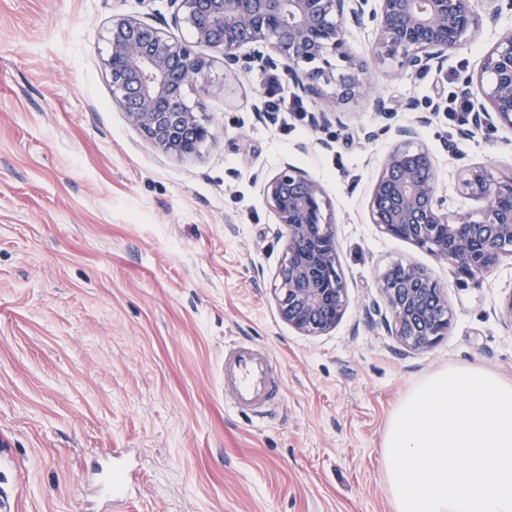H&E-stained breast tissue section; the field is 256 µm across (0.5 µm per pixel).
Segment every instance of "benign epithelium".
<instances>
[{"label":"benign epithelium","mask_w":512,"mask_h":512,"mask_svg":"<svg viewBox=\"0 0 512 512\" xmlns=\"http://www.w3.org/2000/svg\"><path fill=\"white\" fill-rule=\"evenodd\" d=\"M170 0L174 20L193 29L197 42L221 52L224 68L248 71L282 67L308 98L321 96V81L333 52L348 63L340 96L364 86L367 64L351 55V30L371 24L375 51L399 59L411 74L442 66L484 21H494L512 0ZM105 65L117 101L131 125L163 151L184 156L209 136L185 89L201 65L184 44L153 24L123 17L112 23ZM250 51L242 54L240 49ZM461 93L472 100L468 124L474 129H512V33L487 54L480 74L463 80ZM341 124L335 107L323 101L312 113L316 128ZM372 185L370 214L385 233L410 240L455 263L470 275H483L512 256V175L494 177L484 166L467 169L461 185L481 203L480 215L448 211L439 195L434 158L415 126H401ZM287 245L276 271L275 291L282 319L304 335L333 328L345 307L334 225L325 216L330 202L319 181L285 166L264 188ZM373 312L387 333L406 350L431 348L451 326L444 289L427 271L404 266L398 281L383 274Z\"/></svg>","instance_id":"obj_1"}]
</instances>
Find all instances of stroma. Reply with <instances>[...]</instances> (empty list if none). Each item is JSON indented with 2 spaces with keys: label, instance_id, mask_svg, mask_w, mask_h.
<instances>
[{
  "label": "stroma",
  "instance_id": "obj_1",
  "mask_svg": "<svg viewBox=\"0 0 512 512\" xmlns=\"http://www.w3.org/2000/svg\"><path fill=\"white\" fill-rule=\"evenodd\" d=\"M169 0H0V488L13 512H103L86 471L128 451L139 476L116 512H395L382 441L424 376L478 365L512 381V257L470 276L373 224L369 202L397 126L418 122L449 210L475 164L512 170V130H470L441 104L481 69L512 13L484 23L441 69L408 77L353 52L372 80L339 100L346 62L330 55L326 101L342 125L264 111L268 70H225L221 54L173 23ZM134 17L187 45L203 68L186 99L211 136L186 157L163 152L117 104L103 61L113 20ZM392 110L378 115L375 98ZM415 110H405L406 101ZM309 173L332 206L345 311L304 336L280 316L274 275L286 234L264 183L284 165ZM397 263L430 273L453 320L407 352L369 309ZM265 347L283 389L264 423L227 406L224 346Z\"/></svg>",
  "mask_w": 512,
  "mask_h": 512
}]
</instances>
